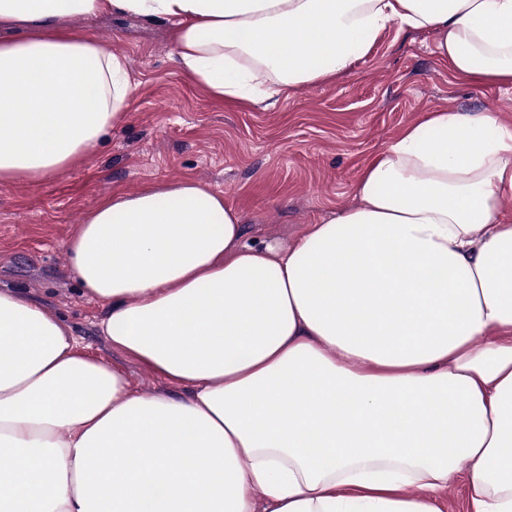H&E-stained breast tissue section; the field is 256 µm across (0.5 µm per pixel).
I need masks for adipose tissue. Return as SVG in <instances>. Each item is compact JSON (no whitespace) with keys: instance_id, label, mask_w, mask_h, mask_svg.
<instances>
[{"instance_id":"adipose-tissue-1","label":"adipose tissue","mask_w":512,"mask_h":512,"mask_svg":"<svg viewBox=\"0 0 512 512\" xmlns=\"http://www.w3.org/2000/svg\"><path fill=\"white\" fill-rule=\"evenodd\" d=\"M173 22L183 69L258 103L344 74L391 26L512 84V0H0V184L40 182L126 116L124 56L67 29ZM132 393L0 292V512H512V127L439 110L294 244L248 242L190 179L115 193L67 244Z\"/></svg>"}]
</instances>
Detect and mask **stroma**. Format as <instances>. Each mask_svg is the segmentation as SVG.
<instances>
[{
    "instance_id": "1",
    "label": "stroma",
    "mask_w": 512,
    "mask_h": 512,
    "mask_svg": "<svg viewBox=\"0 0 512 512\" xmlns=\"http://www.w3.org/2000/svg\"><path fill=\"white\" fill-rule=\"evenodd\" d=\"M72 29L126 58V119L42 182L0 184V291L57 315L85 355L121 369L138 392L181 394L112 349L107 305L84 294L67 260L69 236L100 199L194 179L240 211L247 240L285 246L352 204L363 166L426 113L491 112L512 126V86L453 75L430 32L391 27L342 77L267 108L211 96L178 63L167 21L112 13L77 17Z\"/></svg>"
}]
</instances>
